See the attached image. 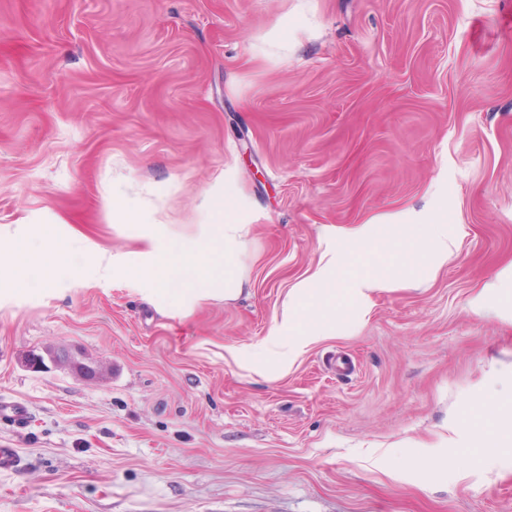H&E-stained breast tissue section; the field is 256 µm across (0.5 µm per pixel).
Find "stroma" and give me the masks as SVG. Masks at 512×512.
Masks as SVG:
<instances>
[{"label": "stroma", "mask_w": 512, "mask_h": 512, "mask_svg": "<svg viewBox=\"0 0 512 512\" xmlns=\"http://www.w3.org/2000/svg\"><path fill=\"white\" fill-rule=\"evenodd\" d=\"M234 185L242 293L184 313L122 274L0 290V512H512V0H0V247L139 248ZM444 203L438 274L263 378L240 354L324 227ZM482 305H475V298ZM97 362L33 372L30 353ZM28 418L27 407L19 402L0 401V423L22 426Z\"/></svg>", "instance_id": "35a3bbf8"}]
</instances>
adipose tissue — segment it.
<instances>
[{"instance_id":"adipose-tissue-1","label":"adipose tissue","mask_w":512,"mask_h":512,"mask_svg":"<svg viewBox=\"0 0 512 512\" xmlns=\"http://www.w3.org/2000/svg\"><path fill=\"white\" fill-rule=\"evenodd\" d=\"M326 247L312 274L293 286L270 333L252 353L248 369L283 372L311 345L336 333V288L345 284L355 310L368 312L376 294L393 290L398 274L436 275L458 248L444 217L403 210L369 219L353 228L325 232ZM371 254L353 266V253Z\"/></svg>"}]
</instances>
